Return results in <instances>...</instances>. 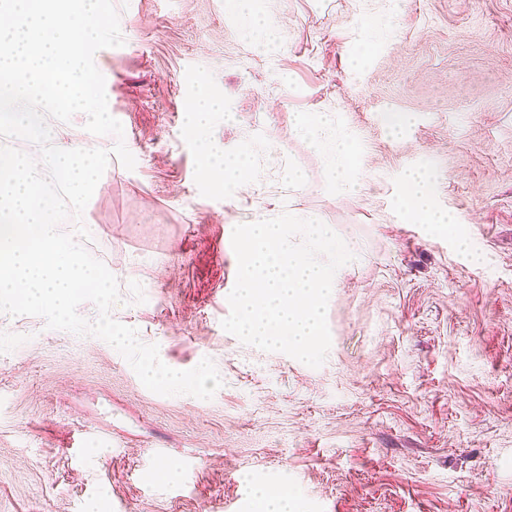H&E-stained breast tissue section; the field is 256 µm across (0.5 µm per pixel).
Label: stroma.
I'll return each mask as SVG.
<instances>
[{"instance_id":"stroma-1","label":"stroma","mask_w":512,"mask_h":512,"mask_svg":"<svg viewBox=\"0 0 512 512\" xmlns=\"http://www.w3.org/2000/svg\"><path fill=\"white\" fill-rule=\"evenodd\" d=\"M114 5L124 44L94 62L136 166L107 167L86 246L119 282L112 317L173 369L211 358L223 385L159 395L97 337L0 316V512H253L256 484L297 491L302 512H512V0H262L273 54L225 0ZM380 21L391 36L351 68ZM199 89L233 115L212 140L251 148L253 192L206 185L184 129ZM298 112L354 133L361 191L337 195ZM418 166L477 261L395 215ZM290 210L354 256L318 368L221 326L234 227Z\"/></svg>"}]
</instances>
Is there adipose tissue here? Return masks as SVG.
I'll return each instance as SVG.
<instances>
[{"instance_id":"ef3b65f1","label":"adipose tissue","mask_w":512,"mask_h":512,"mask_svg":"<svg viewBox=\"0 0 512 512\" xmlns=\"http://www.w3.org/2000/svg\"><path fill=\"white\" fill-rule=\"evenodd\" d=\"M225 112L224 98L218 93L192 94L185 112V130L198 146L204 174L218 175L224 188L246 191L259 182L258 174L250 166L248 150L242 148L227 153L211 144V124L216 116ZM294 127L321 153L338 193L354 192L358 182L351 174V164L359 150L356 138L337 127L333 114L328 112L296 113ZM429 181L427 172H409L404 178L405 190L398 196L394 208L402 216L419 218L433 230L454 232L458 221L449 211L437 207Z\"/></svg>"}]
</instances>
